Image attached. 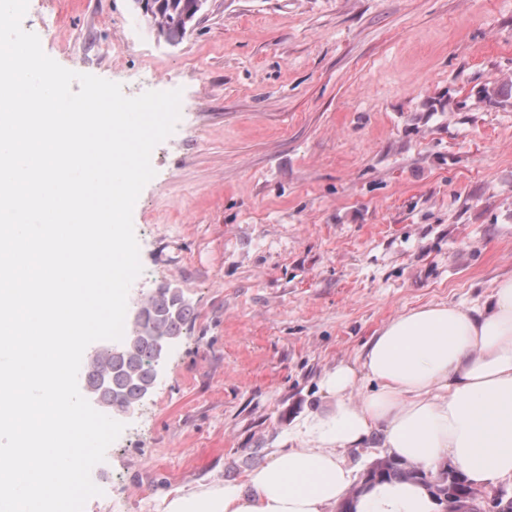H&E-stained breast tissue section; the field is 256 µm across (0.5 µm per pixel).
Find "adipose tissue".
<instances>
[{
	"mask_svg": "<svg viewBox=\"0 0 512 512\" xmlns=\"http://www.w3.org/2000/svg\"><path fill=\"white\" fill-rule=\"evenodd\" d=\"M320 387L327 410L298 417L292 446L247 474L167 501L164 512H438L421 484L362 488L352 448H380L429 477L452 464L474 487L512 483V275L475 307L429 303L392 318L358 366L342 363Z\"/></svg>",
	"mask_w": 512,
	"mask_h": 512,
	"instance_id": "obj_1",
	"label": "adipose tissue"
}]
</instances>
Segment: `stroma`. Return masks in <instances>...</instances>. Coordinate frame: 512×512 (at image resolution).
<instances>
[{"label":"stroma","mask_w":512,"mask_h":512,"mask_svg":"<svg viewBox=\"0 0 512 512\" xmlns=\"http://www.w3.org/2000/svg\"><path fill=\"white\" fill-rule=\"evenodd\" d=\"M25 30L126 96L181 90L133 210L196 316L91 471L84 512H163L287 450L391 318L512 274V0H207L176 44L133 0H29Z\"/></svg>","instance_id":"stroma-1"}]
</instances>
